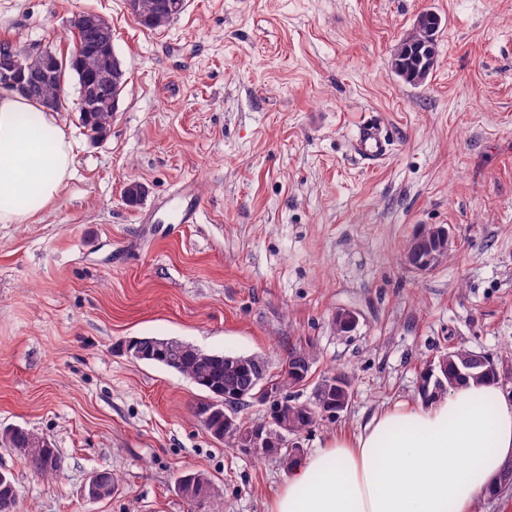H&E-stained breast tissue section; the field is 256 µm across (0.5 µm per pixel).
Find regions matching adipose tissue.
<instances>
[{"mask_svg":"<svg viewBox=\"0 0 512 512\" xmlns=\"http://www.w3.org/2000/svg\"><path fill=\"white\" fill-rule=\"evenodd\" d=\"M54 113L0 95V224H27L73 173ZM512 464V403L499 383L470 381L435 400L375 413L297 461L268 512H473Z\"/></svg>","mask_w":512,"mask_h":512,"instance_id":"ef3b65f1","label":"adipose tissue"}]
</instances>
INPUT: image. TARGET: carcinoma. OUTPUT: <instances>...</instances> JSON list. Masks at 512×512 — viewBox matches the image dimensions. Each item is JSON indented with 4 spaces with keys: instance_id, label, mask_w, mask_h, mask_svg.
<instances>
[{
    "instance_id": "cac0c4a2",
    "label": "carcinoma",
    "mask_w": 512,
    "mask_h": 512,
    "mask_svg": "<svg viewBox=\"0 0 512 512\" xmlns=\"http://www.w3.org/2000/svg\"><path fill=\"white\" fill-rule=\"evenodd\" d=\"M179 0H140L139 9L134 12L138 24L146 30H158L166 23L172 22L181 15V11L167 12V6L177 3ZM438 18L433 13L421 14L412 32L405 43L394 54L392 65L401 68L402 78L413 84L423 83L430 70L415 60V54L436 55V44L430 41L429 28L433 27ZM89 36L83 30H74V43L83 46L81 52H71L65 58L64 72H75L79 67L90 73L95 68V54L87 48ZM60 87L55 81L45 83L38 93L28 95V99L46 106V101L58 96ZM79 120L84 128L90 131L96 138L106 137L112 126L113 116L110 112H85L79 114ZM128 343L141 349H151L149 362L172 370L198 386L206 393V398L220 402L229 401V412L234 415V428L237 434H248L258 429L265 431L269 448L257 450L260 455H275L287 468L292 467L295 459L301 456V451L291 448L281 439L279 429L266 418L256 421L244 420L239 416L241 408L246 406L249 400L247 393L252 391L258 371L251 367L229 362L220 354H212L199 350L181 339H171L165 347L153 345V337H132ZM442 372L452 380L456 376L457 368L466 363L471 364L469 379L482 381L490 378H499L496 372L486 371V366L478 363L473 358V353L463 348H450L443 354ZM288 369L279 375H272L268 369H263V377L275 384L282 397L283 403L288 409V422L293 425L297 433L309 431L324 418V411L336 409V404L348 402L351 391H344L336 381L340 377L338 373H331L321 379L318 387L322 389V405L310 407L292 402L288 397V389L302 383L301 372L308 369L306 362L313 361L309 347L293 345L287 353ZM38 435L26 428L17 426L9 428L0 434V445L17 452L24 462L43 478L58 476L63 467L62 458L58 449L50 440L46 439L39 446H33L34 439ZM92 479L94 481L93 499H105L112 496L117 489V478L109 469L97 471ZM178 491L186 499L203 501L218 495V490L213 487L211 480L201 472H187L181 476L178 482ZM0 512H18V503L15 486L12 478L0 473Z\"/></svg>"
}]
</instances>
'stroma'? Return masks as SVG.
<instances>
[{
  "label": "stroma",
  "mask_w": 512,
  "mask_h": 512,
  "mask_svg": "<svg viewBox=\"0 0 512 512\" xmlns=\"http://www.w3.org/2000/svg\"><path fill=\"white\" fill-rule=\"evenodd\" d=\"M88 9L126 73L111 131L92 140L60 113L71 179L31 223L0 224V430L43 435L64 461L46 479L0 447L19 512H267L288 469L207 433L203 392L127 357L134 336L260 355L274 373L311 343L293 402L333 371L353 396L303 434L308 454L416 401L449 348L512 374V0H187L155 31L126 0H0V42L69 52ZM425 12L441 20L437 62L414 86L391 58ZM366 121L390 138L378 163L354 150ZM189 179L204 207L182 224ZM431 224L454 245L419 273L403 250ZM342 309L357 326L340 335ZM104 468L118 490L88 500ZM189 471L216 504L180 495Z\"/></svg>",
  "instance_id": "35a3bbf8"
}]
</instances>
